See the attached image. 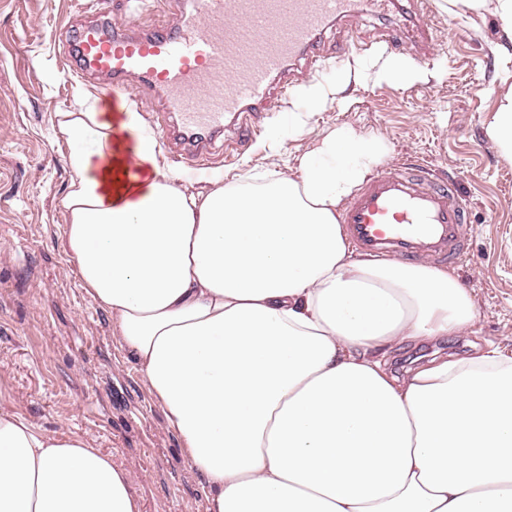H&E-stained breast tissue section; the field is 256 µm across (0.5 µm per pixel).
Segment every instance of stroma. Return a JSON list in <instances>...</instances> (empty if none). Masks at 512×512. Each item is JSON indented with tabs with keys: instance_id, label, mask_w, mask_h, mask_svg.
Returning a JSON list of instances; mask_svg holds the SVG:
<instances>
[{
	"instance_id": "35a3bbf8",
	"label": "stroma",
	"mask_w": 512,
	"mask_h": 512,
	"mask_svg": "<svg viewBox=\"0 0 512 512\" xmlns=\"http://www.w3.org/2000/svg\"><path fill=\"white\" fill-rule=\"evenodd\" d=\"M112 2L0 0V410L50 433L78 435L110 455L126 471L142 512H209L203 477L112 319L85 293L66 248L61 200L70 171L55 129L60 113L74 111L77 90L102 98L107 92L100 80L74 77L62 33L112 14ZM421 12L433 23L435 43L425 49L407 41L402 54L428 70V80H366L351 87L347 100L312 116L309 134L283 140L292 154L309 145L314 131L372 132L387 144L384 166L427 162L432 177L452 180L467 201L468 256L454 274L474 297L478 321L458 336L396 348L400 371L479 347L512 358V162L484 135L501 84H512V58L495 53L497 24L450 13L448 0H405L402 11L387 15L364 2L328 31L324 51L334 55L351 31L359 57H380L379 35L408 26ZM270 146L264 133L232 161L218 156L210 169L186 166L182 173L196 188L214 170L229 181Z\"/></svg>"
}]
</instances>
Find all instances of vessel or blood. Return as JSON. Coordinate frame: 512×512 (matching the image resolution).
<instances>
[{
  "label": "vessel or blood",
  "instance_id": "b4317fda",
  "mask_svg": "<svg viewBox=\"0 0 512 512\" xmlns=\"http://www.w3.org/2000/svg\"><path fill=\"white\" fill-rule=\"evenodd\" d=\"M359 0H191L175 23L142 28L101 18L73 31L66 55L80 77L104 78L108 94L134 102L164 92L153 126L174 159L208 165L232 117L240 141L257 138L275 96L294 88L288 72H322L328 29ZM348 243L376 259L452 265L468 253L466 208L452 185L434 184L426 165L374 172L339 216Z\"/></svg>",
  "mask_w": 512,
  "mask_h": 512
}]
</instances>
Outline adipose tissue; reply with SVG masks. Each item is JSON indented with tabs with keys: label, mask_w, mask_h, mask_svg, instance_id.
Here are the masks:
<instances>
[{
	"label": "adipose tissue",
	"mask_w": 512,
	"mask_h": 512,
	"mask_svg": "<svg viewBox=\"0 0 512 512\" xmlns=\"http://www.w3.org/2000/svg\"><path fill=\"white\" fill-rule=\"evenodd\" d=\"M491 17L512 52V0H448ZM364 66L299 86L272 131L302 133ZM61 113L67 249L118 325L209 492L210 512H512V359L494 350L392 374L406 341L474 327L447 269L375 260L338 214L387 153L382 137L317 134L295 173L249 167L187 186L156 133L81 91ZM485 135L512 162V85ZM143 170L139 182L127 177ZM0 512H141L124 470L83 438L0 411Z\"/></svg>",
	"instance_id": "1"
}]
</instances>
